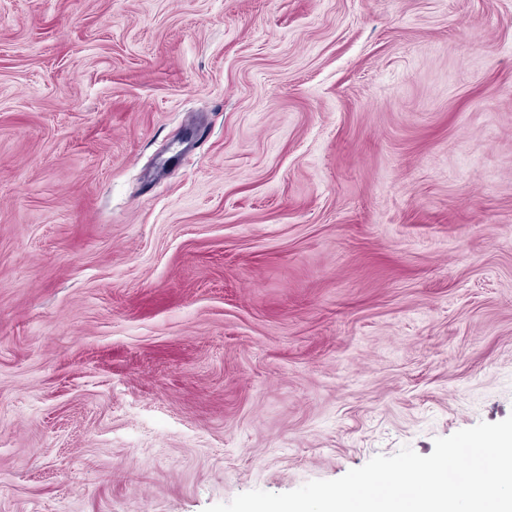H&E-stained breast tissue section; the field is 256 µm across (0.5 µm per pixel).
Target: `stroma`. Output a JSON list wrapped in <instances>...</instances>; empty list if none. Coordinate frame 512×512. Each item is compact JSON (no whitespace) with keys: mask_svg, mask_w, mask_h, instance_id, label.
Segmentation results:
<instances>
[{"mask_svg":"<svg viewBox=\"0 0 512 512\" xmlns=\"http://www.w3.org/2000/svg\"><path fill=\"white\" fill-rule=\"evenodd\" d=\"M511 415L512 0H0V512Z\"/></svg>","mask_w":512,"mask_h":512,"instance_id":"1","label":"stroma"}]
</instances>
